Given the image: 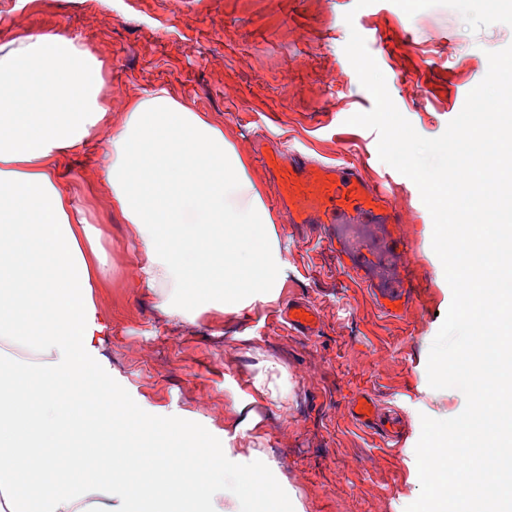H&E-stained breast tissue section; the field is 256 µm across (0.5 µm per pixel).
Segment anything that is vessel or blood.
<instances>
[{
  "mask_svg": "<svg viewBox=\"0 0 512 512\" xmlns=\"http://www.w3.org/2000/svg\"><path fill=\"white\" fill-rule=\"evenodd\" d=\"M277 198L288 221L318 234L335 254L340 270L353 280L366 283L381 310L406 309L413 293L411 272L397 259L405 248L402 216L382 182L364 177L349 164H324L300 155H263ZM394 265L392 279L378 277L381 264ZM288 324L303 335L312 334L318 320L312 306L296 301L288 308ZM352 418L366 427H380L395 438L403 431L399 417L384 414L372 398L358 396L350 405Z\"/></svg>",
  "mask_w": 512,
  "mask_h": 512,
  "instance_id": "b4317fda",
  "label": "vessel or blood"
}]
</instances>
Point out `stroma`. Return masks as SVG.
Here are the masks:
<instances>
[{
	"label": "stroma",
	"mask_w": 512,
	"mask_h": 512,
	"mask_svg": "<svg viewBox=\"0 0 512 512\" xmlns=\"http://www.w3.org/2000/svg\"><path fill=\"white\" fill-rule=\"evenodd\" d=\"M47 29L105 62L113 120L126 100L162 84L219 125L264 192L287 262L280 304L194 324L161 318L134 288L137 244L99 180L104 131L67 158L64 184L80 196L109 274L96 295L112 322L104 366L131 421L192 418L200 447L229 448L228 470L251 468L250 449L263 448V480L295 499L297 512H404L421 490L422 416L455 417L466 400L428 383L452 292L418 187L379 159L375 131L348 122L374 101L344 47L358 31L397 109L436 138L486 75L487 52L512 44V0H374L360 9L355 0H0V41ZM256 141L348 161L384 182L403 214L404 261L418 287L406 313L381 311L321 242L289 224ZM295 300L318 310L314 334L284 320ZM268 360L283 367L293 399L254 404L257 425L238 421L246 379ZM362 393L402 417L400 439L353 423L348 405Z\"/></svg>",
	"instance_id": "stroma-1"
}]
</instances>
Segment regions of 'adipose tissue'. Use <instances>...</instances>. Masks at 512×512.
<instances>
[{"instance_id": "adipose-tissue-1", "label": "adipose tissue", "mask_w": 512, "mask_h": 512, "mask_svg": "<svg viewBox=\"0 0 512 512\" xmlns=\"http://www.w3.org/2000/svg\"><path fill=\"white\" fill-rule=\"evenodd\" d=\"M112 110L105 64L55 32L0 43V512H127L214 504L291 512L221 448L196 450L184 421L141 425L102 371L110 322L94 290L104 273L85 250L86 218L59 169ZM100 178L140 245L136 286L171 319L197 322L280 301L286 262L270 210L223 129L161 85L129 99L103 139ZM279 364L248 377L250 402H287ZM142 437L166 439L140 467ZM185 466L172 477L168 460Z\"/></svg>"}]
</instances>
